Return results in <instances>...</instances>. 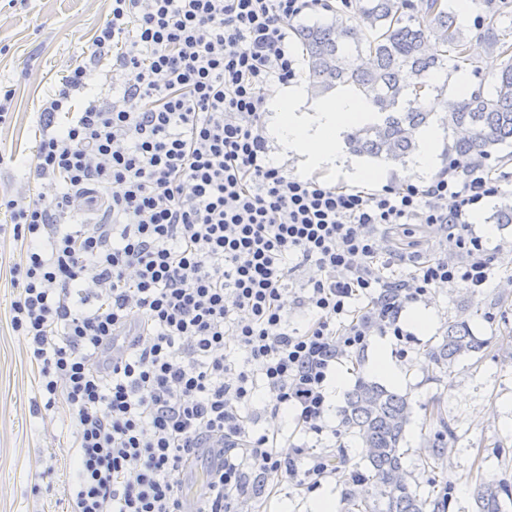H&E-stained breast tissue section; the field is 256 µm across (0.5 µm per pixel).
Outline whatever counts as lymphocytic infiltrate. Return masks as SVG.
Segmentation results:
<instances>
[{"mask_svg": "<svg viewBox=\"0 0 512 512\" xmlns=\"http://www.w3.org/2000/svg\"><path fill=\"white\" fill-rule=\"evenodd\" d=\"M85 61L36 115L32 175L52 200L0 194L24 253L10 324L27 336L47 407L74 419L72 512H186L200 448L224 440L202 512H240L273 480L315 487L335 461L250 430L265 396L321 435L331 378L370 336H402L406 304L489 287L493 255L465 220L501 185L475 166L370 192L294 177L269 156L263 87L288 83L293 22L324 0H108ZM113 57L119 82L93 93ZM89 91L72 111L73 92ZM98 220L82 221L83 197ZM461 259L414 252L407 278L375 236L416 227ZM319 275L299 292L307 267Z\"/></svg>", "mask_w": 512, "mask_h": 512, "instance_id": "lymphocytic-infiltrate-1", "label": "lymphocytic infiltrate"}]
</instances>
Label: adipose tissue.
<instances>
[{"mask_svg":"<svg viewBox=\"0 0 512 512\" xmlns=\"http://www.w3.org/2000/svg\"><path fill=\"white\" fill-rule=\"evenodd\" d=\"M306 91L283 85L269 88L267 101L276 111L270 129L282 154L306 158L315 164H334L341 147V135L372 117L370 107L347 94L327 103L309 107Z\"/></svg>","mask_w":512,"mask_h":512,"instance_id":"ef3b65f1","label":"adipose tissue"}]
</instances>
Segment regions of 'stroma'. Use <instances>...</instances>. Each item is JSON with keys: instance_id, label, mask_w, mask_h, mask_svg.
I'll return each mask as SVG.
<instances>
[{"instance_id": "35a3bbf8", "label": "stroma", "mask_w": 512, "mask_h": 512, "mask_svg": "<svg viewBox=\"0 0 512 512\" xmlns=\"http://www.w3.org/2000/svg\"><path fill=\"white\" fill-rule=\"evenodd\" d=\"M106 0H17L0 7V87L12 90L8 123L0 125V152L15 154L16 163L0 167V193L20 186V161L32 160L38 132L35 120L44 100L70 66L81 59L107 17ZM447 163L437 154L432 169L418 168L415 157L393 165L350 150H342L335 167L303 164L297 157L279 164L303 179L331 185L379 189L411 182L429 185ZM488 168L504 173L499 196L474 206L466 220L475 232L493 226L495 287L475 292L456 284L432 291L422 300L434 326L413 333L410 342L376 335L362 351L342 357L336 368L338 385L330 400L329 429L308 445L335 455L338 470L322 479L316 490L288 479L270 483L248 500L246 512H311L315 496L330 497L335 512H349L353 500L373 492V481L352 479L362 450L349 434L332 435L347 392L358 379L375 380L371 369L376 350L385 347L402 374L398 393L408 395L411 423L403 443L404 464L421 493L452 485L448 512H477L474 490L480 480L512 483V224L496 223L493 215L503 203L512 204V161L487 160ZM362 167L373 176L358 177ZM20 244L6 215L0 214V512H67L77 470L71 446L73 417L63 403L45 409L38 390V367L31 361L28 340L10 324V303L18 294L10 269L21 262ZM465 318L471 332L486 345L479 352L440 368L430 358L431 346L445 336L449 321ZM454 430L448 449L435 469L422 465L438 426L429 419L433 408Z\"/></svg>"}]
</instances>
